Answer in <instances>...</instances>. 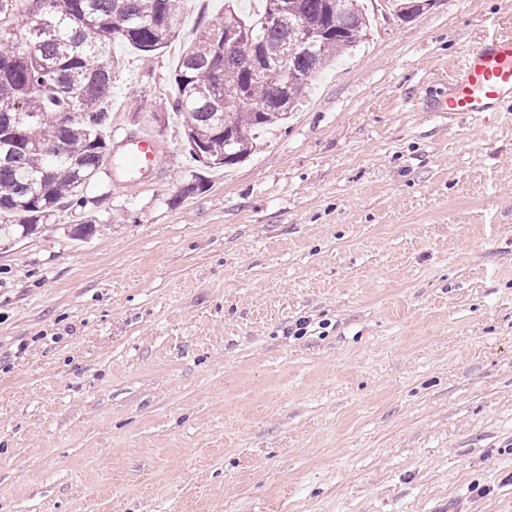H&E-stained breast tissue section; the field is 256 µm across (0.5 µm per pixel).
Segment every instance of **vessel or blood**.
I'll use <instances>...</instances> for the list:
<instances>
[{
    "mask_svg": "<svg viewBox=\"0 0 512 512\" xmlns=\"http://www.w3.org/2000/svg\"><path fill=\"white\" fill-rule=\"evenodd\" d=\"M512 104V34L492 35L467 49L448 79V92L433 99L432 111L497 112ZM161 161L156 137L135 135L122 144L123 169L146 175Z\"/></svg>",
    "mask_w": 512,
    "mask_h": 512,
    "instance_id": "1",
    "label": "vessel or blood"
}]
</instances>
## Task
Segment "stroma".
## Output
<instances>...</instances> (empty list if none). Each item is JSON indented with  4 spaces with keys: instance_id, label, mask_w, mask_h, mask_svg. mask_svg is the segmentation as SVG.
<instances>
[{
    "instance_id": "obj_1",
    "label": "stroma",
    "mask_w": 512,
    "mask_h": 512,
    "mask_svg": "<svg viewBox=\"0 0 512 512\" xmlns=\"http://www.w3.org/2000/svg\"><path fill=\"white\" fill-rule=\"evenodd\" d=\"M224 0L150 62L116 43L112 141ZM506 0H378L245 161L89 187L85 243L0 247V512H512V106L424 111Z\"/></svg>"
}]
</instances>
